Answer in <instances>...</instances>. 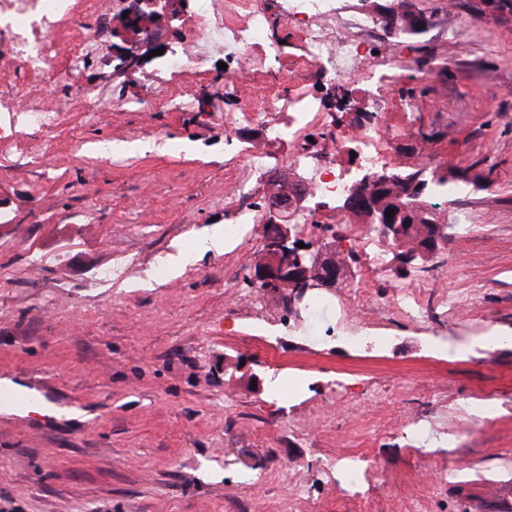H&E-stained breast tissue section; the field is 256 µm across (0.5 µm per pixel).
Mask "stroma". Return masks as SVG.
Listing matches in <instances>:
<instances>
[{
  "label": "stroma",
  "mask_w": 512,
  "mask_h": 512,
  "mask_svg": "<svg viewBox=\"0 0 512 512\" xmlns=\"http://www.w3.org/2000/svg\"><path fill=\"white\" fill-rule=\"evenodd\" d=\"M283 0H266L279 56L232 83L210 46L201 69L172 70L163 55L190 34L194 0L143 41L134 76L115 69L114 15L130 0H77L54 37L61 79L41 82L0 61V377L32 402L0 411V512H499L512 490V13L487 0H414L432 10L412 42L391 26L389 75L371 87L319 81ZM323 106L315 160L353 169L332 132L353 127L342 92L377 112L388 168L424 156L464 171L466 197L436 213L452 225L427 273L400 279L351 266L329 297L357 343L306 336L280 293L248 286L261 224L223 252L178 273L170 255L235 223L227 195L245 177L240 144L260 146L268 180L289 173L292 142L268 143L260 119L226 126V113L260 107L273 75ZM425 89L427 108L404 89ZM50 113L45 132L20 108ZM146 143L107 158L103 142ZM317 224H360L338 201L313 198ZM362 279L367 300L346 310ZM422 294L424 321L395 307L394 284ZM383 336L381 346L360 344ZM492 399L494 415L463 409ZM409 421L425 429L414 438ZM363 455L377 474L351 485L326 461Z\"/></svg>",
  "instance_id": "1"
}]
</instances>
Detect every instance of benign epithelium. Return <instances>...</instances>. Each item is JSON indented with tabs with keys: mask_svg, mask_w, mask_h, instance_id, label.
Returning a JSON list of instances; mask_svg holds the SVG:
<instances>
[{
	"mask_svg": "<svg viewBox=\"0 0 512 512\" xmlns=\"http://www.w3.org/2000/svg\"><path fill=\"white\" fill-rule=\"evenodd\" d=\"M169 2L170 0H131L127 9L128 16L118 18V27L114 33L120 36L128 31L143 32L144 24L147 22L156 27L169 24L173 20ZM116 58L117 69H125L129 73L139 69V63L142 62L138 46L133 44L119 48ZM420 190V178L408 180V189L399 204V211L413 213L417 224L430 225L435 231L433 242L444 244L448 240L447 226L415 205L414 199ZM303 195L305 189L296 185L291 187L287 196L267 206L263 223L276 226L277 231L264 237L263 247L267 259L255 266L250 273V279L255 284L266 288L287 285L291 305L296 308L303 303L309 291L332 288L336 285V277L344 275V269L336 267L335 231H327V234L314 245L297 247L300 239L288 220L291 219L294 210L300 207ZM359 205L365 212L367 223L377 225V229L385 238L399 236L400 225L376 224V213L371 211L367 199H362Z\"/></svg>",
	"mask_w": 512,
	"mask_h": 512,
	"instance_id": "7a95c632",
	"label": "benign epithelium"
}]
</instances>
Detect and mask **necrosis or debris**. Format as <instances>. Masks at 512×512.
Masks as SVG:
<instances>
[{
  "label": "necrosis or debris",
  "instance_id": "4bbe7bcc",
  "mask_svg": "<svg viewBox=\"0 0 512 512\" xmlns=\"http://www.w3.org/2000/svg\"><path fill=\"white\" fill-rule=\"evenodd\" d=\"M192 26L194 36L174 52L169 64L183 70L196 68L205 58V43H224V58L234 76L246 77L261 59L274 55L268 39L265 0H196ZM75 6L72 0H0V24L7 30V41L0 54L15 60L34 78L56 79V55L51 48L52 34L68 24ZM287 22L303 46L302 62L314 68L325 80L358 79L372 84L376 71L371 60L387 62L390 54L373 39L375 21L369 15H345L338 0H287ZM317 99L299 101L288 124L269 123V140H300L318 117ZM306 150L290 159L292 167L306 169L305 184L311 195L339 200L351 193L352 175L337 168L334 161L307 169Z\"/></svg>",
  "mask_w": 512,
  "mask_h": 512
}]
</instances>
